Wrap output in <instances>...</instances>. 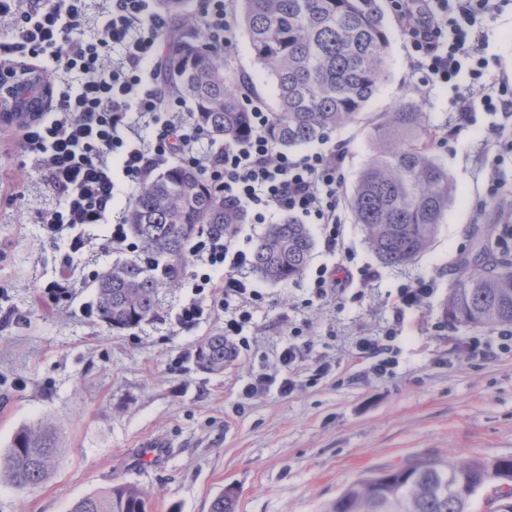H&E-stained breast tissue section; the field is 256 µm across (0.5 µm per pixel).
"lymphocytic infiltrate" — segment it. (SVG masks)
I'll list each match as a JSON object with an SVG mask.
<instances>
[{"instance_id": "lymphocytic-infiltrate-1", "label": "lymphocytic infiltrate", "mask_w": 512, "mask_h": 512, "mask_svg": "<svg viewBox=\"0 0 512 512\" xmlns=\"http://www.w3.org/2000/svg\"><path fill=\"white\" fill-rule=\"evenodd\" d=\"M87 0H0V25L9 35L0 39V70L25 68L43 76L53 93L47 111L14 129L0 127V139H16L35 155L55 202L41 216L47 240L69 238L83 264L109 253L134 250L128 209H115L117 182L136 187L156 171L178 162L197 168L208 184L253 214L255 223L285 210L319 225L329 252H344V220L340 188L341 153L314 152L291 156L277 151L266 135L268 111L247 99L249 131L234 144L214 148L193 122L181 96L166 92L160 69V37L167 18L154 0H102V19L85 27ZM398 18L408 31L414 68L440 83L466 77L470 94L455 100L458 119L470 123L474 106L512 114V80L497 74V60L488 58L473 27L479 17L494 14L500 0H398ZM200 14L210 45L231 48L235 27L228 0H200ZM108 225L104 242L92 230ZM189 256L192 295L174 315L190 328L207 316L223 314L224 337L235 346L253 319L257 295L242 271L251 253L236 236L198 237ZM374 277L347 264L318 266L311 298L324 302ZM434 292L418 281L397 293L392 323L382 338L365 337L358 355L374 359L377 372L393 365L389 343L403 332L407 309L422 305ZM298 330H290L279 359L285 377L261 374L245 385L241 396L251 400L277 386L291 393L289 373L303 358Z\"/></svg>"}]
</instances>
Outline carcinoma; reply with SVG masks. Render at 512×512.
Returning a JSON list of instances; mask_svg holds the SVG:
<instances>
[{"label":"carcinoma","mask_w":512,"mask_h":512,"mask_svg":"<svg viewBox=\"0 0 512 512\" xmlns=\"http://www.w3.org/2000/svg\"><path fill=\"white\" fill-rule=\"evenodd\" d=\"M175 18L167 31L165 76L190 101L193 121L210 140L231 145L248 133L241 81L224 53L209 46L193 0H156ZM240 26L275 99L266 133L281 149L301 147L360 115L387 75L389 32L379 0H240ZM421 112L398 108L373 127L374 155L349 198L355 223L378 261L399 266L430 247L453 200L448 170L429 151ZM248 219L245 209L208 189L202 173L172 165L142 183L131 202L128 229L144 257L168 268L165 276L138 260L117 262L97 275L96 319L120 331L151 320L161 289L177 277L188 244L201 234L222 237ZM314 240L288 214L269 226L254 247L252 270L286 285L304 273ZM444 315L452 325L512 326V260H464L448 293ZM236 356L221 332L204 337L197 366L220 373ZM53 425L20 428L0 457V483L22 491L47 481L58 466ZM494 480L512 482V458L493 462L420 457L358 480L329 512H472L475 495ZM233 488L210 512H236ZM68 512H148L136 485L116 484L77 500Z\"/></svg>","instance_id":"1"}]
</instances>
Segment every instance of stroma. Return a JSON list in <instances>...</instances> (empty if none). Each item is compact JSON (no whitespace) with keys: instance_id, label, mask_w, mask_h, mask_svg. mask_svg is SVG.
<instances>
[{"instance_id":"35a3bbf8","label":"stroma","mask_w":512,"mask_h":512,"mask_svg":"<svg viewBox=\"0 0 512 512\" xmlns=\"http://www.w3.org/2000/svg\"><path fill=\"white\" fill-rule=\"evenodd\" d=\"M482 29L487 56L512 77V0ZM465 90L462 80L426 81L410 65L407 34L394 29L387 78L359 118L305 150H343L346 197L373 154L380 115L400 106L424 113L431 151L456 187L431 247L414 263L387 267L360 226L347 223L345 246L355 266L376 274L357 299L309 303L312 268L342 261L320 241L310 271L288 285L250 276L260 301L245 330L248 346L220 374L200 370L194 352L202 338L223 331V316L192 329L173 322L190 294L189 271L162 289L153 320L129 330H108L82 313L98 268L121 254L76 269L70 301L42 298L69 250L41 237L38 220L52 196L32 155L15 145L0 149V183L20 192L0 197V307L20 318L0 327V454L19 428L41 420L56 425L63 451L46 483L23 491L0 484V512H67L75 500L120 482L147 492L150 512H209L228 487L237 512H328L351 483L416 456L511 457L512 350L482 358L473 343L495 342L496 330L453 327L443 315L460 259L481 249L497 257L493 212L512 210V150L496 145L492 115L458 125L453 102ZM494 175L505 187L489 202L485 184ZM476 225L486 228L478 240ZM418 279L433 281L435 292L421 309L406 311V331L391 344L395 367L378 374L355 343L392 322L399 288ZM292 324L309 346L294 391L241 401L255 375L281 373L278 356ZM151 443L164 446L162 458H146Z\"/></svg>"}]
</instances>
